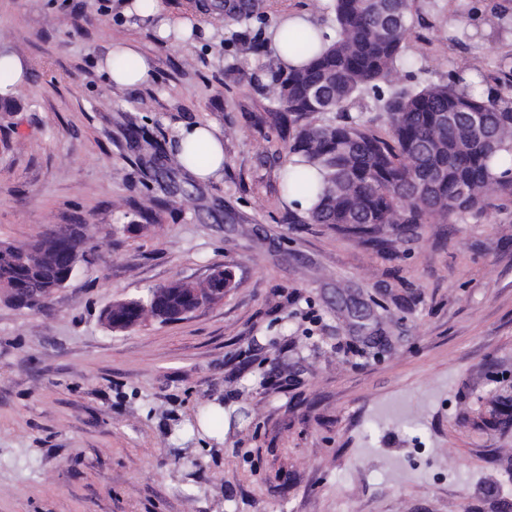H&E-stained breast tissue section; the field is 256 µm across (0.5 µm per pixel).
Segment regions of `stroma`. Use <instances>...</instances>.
Segmentation results:
<instances>
[{
	"instance_id": "35a3bbf8",
	"label": "stroma",
	"mask_w": 512,
	"mask_h": 512,
	"mask_svg": "<svg viewBox=\"0 0 512 512\" xmlns=\"http://www.w3.org/2000/svg\"><path fill=\"white\" fill-rule=\"evenodd\" d=\"M130 2L0 0V53L27 66L0 96V240L85 224L99 245L47 310L0 298V512H512V204L379 246L308 223L251 76L283 14L325 26L328 0H259L243 38L216 0ZM502 3L411 0L415 80L467 65L512 96V35L454 26ZM126 42L152 72L118 89L97 61ZM197 120L224 135L220 179L145 162ZM216 265L235 288L185 320L101 318ZM150 295H151V293H150ZM150 295L146 299L145 298H129V299L117 301L116 303L112 304V306H110L104 312V319L109 324L112 323L110 328L115 331L116 330H128V329L137 327L141 320H138V321L128 324V321H126L124 319H117L114 317L118 316V317H124V318H129V319H131L133 317H139L138 315L136 316L132 310H126V306L129 304H131V305H133V304L138 305L141 303L149 304ZM112 317L114 320L112 319Z\"/></svg>"
}]
</instances>
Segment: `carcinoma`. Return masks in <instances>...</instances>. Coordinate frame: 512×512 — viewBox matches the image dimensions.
Returning a JSON list of instances; mask_svg holds the SVG:
<instances>
[{"label":"carcinoma","instance_id":"cac0c4a2","mask_svg":"<svg viewBox=\"0 0 512 512\" xmlns=\"http://www.w3.org/2000/svg\"><path fill=\"white\" fill-rule=\"evenodd\" d=\"M330 12L334 36L323 49L311 30H283L290 53L309 58L305 67L254 76L282 108L275 120L288 119V163L297 171L282 178V190L314 195L309 220L375 235L391 224L479 216L490 199H512V101L492 86L485 96L467 92L462 68L445 81L398 84L409 66L410 0H332ZM256 19L254 0H224L228 24L247 27ZM365 94L379 105L389 138L372 130L374 118L350 113ZM502 153L509 168L495 175L490 162ZM95 250L78 227L64 241H0V281L38 288L37 275L57 279L69 260L85 261ZM141 303L149 299L118 301L104 319H131L126 306Z\"/></svg>","mask_w":512,"mask_h":512}]
</instances>
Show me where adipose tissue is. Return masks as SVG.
<instances>
[{
    "mask_svg": "<svg viewBox=\"0 0 512 512\" xmlns=\"http://www.w3.org/2000/svg\"><path fill=\"white\" fill-rule=\"evenodd\" d=\"M98 68L116 88L144 83L150 76L148 59L130 43L112 46L98 62ZM173 151L194 180L208 182L224 173V136L208 122H194L177 130Z\"/></svg>",
    "mask_w": 512,
    "mask_h": 512,
    "instance_id": "obj_1",
    "label": "adipose tissue"
}]
</instances>
